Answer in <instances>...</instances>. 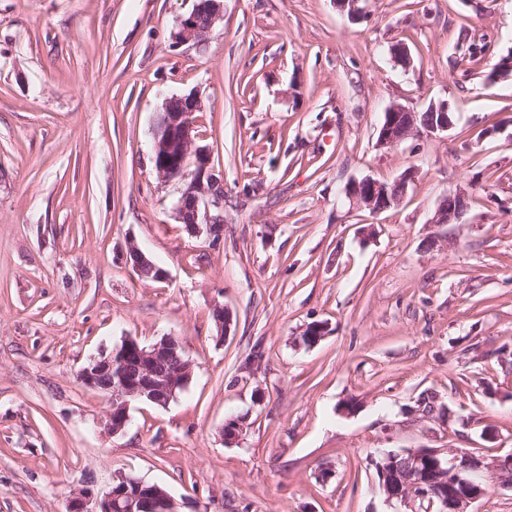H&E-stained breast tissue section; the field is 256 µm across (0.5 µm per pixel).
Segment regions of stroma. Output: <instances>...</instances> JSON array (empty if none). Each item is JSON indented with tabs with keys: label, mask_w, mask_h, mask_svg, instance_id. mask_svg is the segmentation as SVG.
Instances as JSON below:
<instances>
[{
	"label": "stroma",
	"mask_w": 512,
	"mask_h": 512,
	"mask_svg": "<svg viewBox=\"0 0 512 512\" xmlns=\"http://www.w3.org/2000/svg\"><path fill=\"white\" fill-rule=\"evenodd\" d=\"M361 5L224 0L195 47L170 38L194 0H0V512H66L120 473L179 512H389L378 450L512 454V78L485 79L512 0ZM190 92L224 178L216 241L177 221L182 183L151 161L157 112ZM438 99L447 136L378 147L391 104ZM408 170L399 207L350 208L351 181ZM456 191L463 222L435 226ZM133 246L167 279L139 278ZM170 336L188 386L108 432L80 369ZM424 392L442 422L413 415Z\"/></svg>",
	"instance_id": "35a3bbf8"
}]
</instances>
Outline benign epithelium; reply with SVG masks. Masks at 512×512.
<instances>
[{
	"instance_id": "7a95c632",
	"label": "benign epithelium",
	"mask_w": 512,
	"mask_h": 512,
	"mask_svg": "<svg viewBox=\"0 0 512 512\" xmlns=\"http://www.w3.org/2000/svg\"><path fill=\"white\" fill-rule=\"evenodd\" d=\"M223 0H197L191 12L181 17L171 32L175 45L198 46L208 41L215 26L223 20ZM197 95L189 93L165 100L153 123L152 162L157 176L169 181L185 180L184 189L175 206L176 219L195 232L202 230L217 234L224 224V181L213 173L208 149L197 143L196 127L192 114L199 111ZM437 119L424 129L415 127V110L392 104L387 108V120L380 126L377 146L393 147L411 136L422 133L437 136L454 126L449 116V103L440 99L431 102ZM193 159V170L187 171V159ZM192 202L191 210L183 208L185 199ZM350 207L367 209L373 214L385 212L400 205L403 195L391 197L383 182L365 177L352 182L346 189ZM465 198L461 192L442 197L436 208L433 223H461L457 210L458 200ZM138 350L136 374L125 373V362L115 361V354ZM184 351L182 342L167 337L150 346H140L128 340L115 352L92 358L79 372L82 383L101 389L99 378L110 375V409L107 413L108 430L116 434L130 420V406L135 402H149L165 406L176 397L177 388H184L192 374L175 381L174 373H161L157 369L160 359ZM411 456L412 474L397 490L385 482L391 463L400 456ZM379 475V486L385 501L404 507L403 512H471L470 506L486 494L484 478L497 476L502 458L476 454L457 448H408L402 453L384 452L372 459ZM150 491L156 502L155 512H179L175 499L158 488H148L145 482L131 475L120 473L113 479V486L100 497L82 492L73 495L68 512H141L142 492Z\"/></svg>"
}]
</instances>
